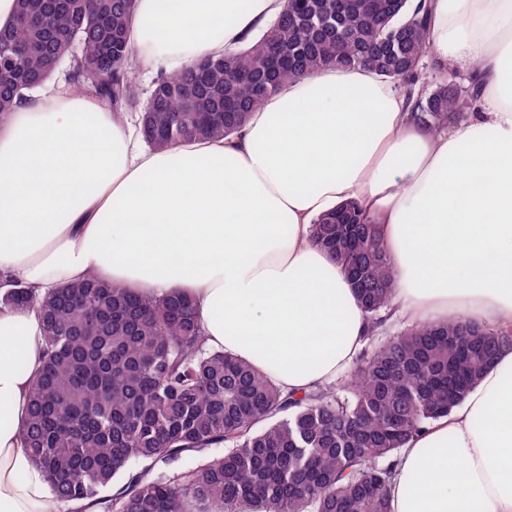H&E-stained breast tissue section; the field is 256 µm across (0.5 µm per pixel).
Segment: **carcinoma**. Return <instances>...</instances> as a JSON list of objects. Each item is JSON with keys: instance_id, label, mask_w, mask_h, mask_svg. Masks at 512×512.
I'll use <instances>...</instances> for the list:
<instances>
[{"instance_id": "obj_1", "label": "carcinoma", "mask_w": 512, "mask_h": 512, "mask_svg": "<svg viewBox=\"0 0 512 512\" xmlns=\"http://www.w3.org/2000/svg\"><path fill=\"white\" fill-rule=\"evenodd\" d=\"M134 6L17 0L0 30L13 52L0 54V114L66 63L71 83L139 114L144 141L166 150L231 137L283 82L364 57L410 96L421 80L412 112L435 130L472 110L473 94L419 68L428 17L409 0H288L258 40L159 78L145 97L129 65ZM312 238L359 271L370 327L343 389L302 398L206 347L184 296L142 297L93 277L39 298L20 285L0 296L37 305L44 321L24 439L60 500L103 512H390L400 450L463 401L512 335L450 316L384 338L394 284L377 225L348 201L312 224Z\"/></svg>"}]
</instances>
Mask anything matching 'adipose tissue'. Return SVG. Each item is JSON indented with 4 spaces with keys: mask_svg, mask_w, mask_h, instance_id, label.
<instances>
[{
    "mask_svg": "<svg viewBox=\"0 0 512 512\" xmlns=\"http://www.w3.org/2000/svg\"><path fill=\"white\" fill-rule=\"evenodd\" d=\"M428 56L474 78L477 112L433 131L363 66L284 82L233 137L143 147L137 122L45 83L0 116V293L88 276L192 299L209 347L300 393L331 382L367 322L310 229L347 200L379 227L412 323L512 331V0H425ZM285 0H136L135 71L241 46ZM36 306L0 305V512H72L24 443L42 365ZM391 512H512V349L401 451Z\"/></svg>",
    "mask_w": 512,
    "mask_h": 512,
    "instance_id": "1",
    "label": "adipose tissue"
}]
</instances>
